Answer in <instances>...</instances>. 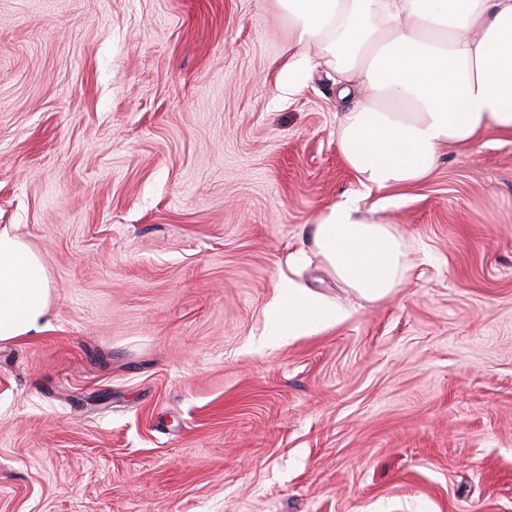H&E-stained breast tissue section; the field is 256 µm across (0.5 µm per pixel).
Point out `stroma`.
Instances as JSON below:
<instances>
[{"mask_svg":"<svg viewBox=\"0 0 512 512\" xmlns=\"http://www.w3.org/2000/svg\"><path fill=\"white\" fill-rule=\"evenodd\" d=\"M278 0H0V231L47 327L0 342V512H512V139L368 190ZM408 273L357 296L345 198ZM292 279L341 310L269 331ZM311 234L336 276L364 298L385 297L407 272L401 241L388 224L362 216L356 201L330 207Z\"/></svg>","mask_w":512,"mask_h":512,"instance_id":"stroma-1","label":"stroma"}]
</instances>
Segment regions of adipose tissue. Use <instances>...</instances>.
<instances>
[{"instance_id":"ef3b65f1","label":"adipose tissue","mask_w":512,"mask_h":512,"mask_svg":"<svg viewBox=\"0 0 512 512\" xmlns=\"http://www.w3.org/2000/svg\"><path fill=\"white\" fill-rule=\"evenodd\" d=\"M293 34L288 88L326 68L347 101L338 148L366 189L427 178L443 145L512 136V0H278ZM313 243L336 276L367 299L404 278L402 244L356 201L325 211ZM50 288L39 256L0 232V341L42 330ZM340 316L292 280L270 312L289 341Z\"/></svg>"}]
</instances>
